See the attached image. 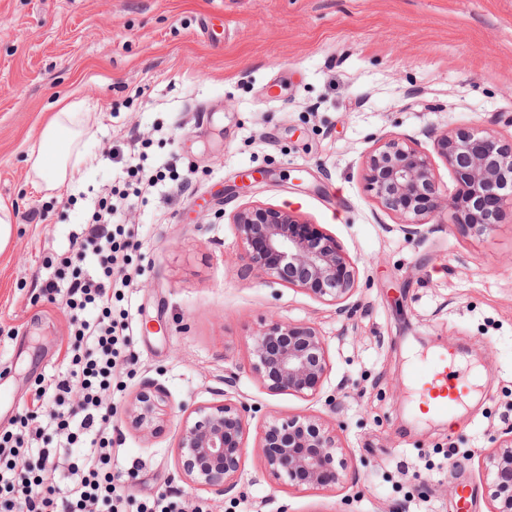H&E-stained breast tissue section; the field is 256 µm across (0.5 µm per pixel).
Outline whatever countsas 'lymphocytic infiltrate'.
<instances>
[{
	"mask_svg": "<svg viewBox=\"0 0 512 512\" xmlns=\"http://www.w3.org/2000/svg\"><path fill=\"white\" fill-rule=\"evenodd\" d=\"M127 198L100 200L78 252L43 288L68 318L69 341L62 372L38 379L30 406L0 432V512H126L112 472L110 395L130 361L128 313L113 309L139 247L130 225L114 221ZM88 259L90 275L81 269Z\"/></svg>",
	"mask_w": 512,
	"mask_h": 512,
	"instance_id": "obj_1",
	"label": "lymphocytic infiltrate"
}]
</instances>
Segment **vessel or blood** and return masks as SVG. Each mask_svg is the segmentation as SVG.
I'll return each instance as SVG.
<instances>
[{
  "instance_id": "1",
  "label": "vessel or blood",
  "mask_w": 512,
  "mask_h": 512,
  "mask_svg": "<svg viewBox=\"0 0 512 512\" xmlns=\"http://www.w3.org/2000/svg\"><path fill=\"white\" fill-rule=\"evenodd\" d=\"M413 377L421 405L427 413L439 417L452 416L471 388L468 381L457 376L452 354L444 351L436 353L428 363L418 365Z\"/></svg>"
}]
</instances>
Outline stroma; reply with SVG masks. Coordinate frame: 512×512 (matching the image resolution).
<instances>
[{
	"label": "stroma",
	"mask_w": 512,
	"mask_h": 512,
	"mask_svg": "<svg viewBox=\"0 0 512 512\" xmlns=\"http://www.w3.org/2000/svg\"><path fill=\"white\" fill-rule=\"evenodd\" d=\"M70 103L91 114L73 205L26 181L44 114ZM459 129L512 141V0H0V197L18 213L0 254V431L61 367L69 324L39 298L51 264L141 155L163 178L118 218L141 243L120 303L133 360L112 390L124 494L164 492L186 512H488L476 454L512 426V208L492 231L429 223L413 241L365 181L381 138L431 154L437 134ZM247 203L335 238L358 266L352 313L240 276L229 216ZM273 318L323 334L322 397L273 394L250 374V336ZM445 350L481 377L480 398L449 420L419 409L412 379ZM147 380L178 404L227 391L256 408L233 491L180 479L179 418L147 440L127 427L119 410ZM297 413L337 426L339 484L288 490L266 474L265 421Z\"/></svg>",
	"instance_id": "1"
}]
</instances>
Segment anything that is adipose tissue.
<instances>
[{
	"mask_svg": "<svg viewBox=\"0 0 512 512\" xmlns=\"http://www.w3.org/2000/svg\"><path fill=\"white\" fill-rule=\"evenodd\" d=\"M91 116L68 105L44 123L39 145L27 158L29 177L35 189L47 195L61 193L77 182L82 145L90 131Z\"/></svg>",
	"mask_w": 512,
	"mask_h": 512,
	"instance_id": "1",
	"label": "adipose tissue"
}]
</instances>
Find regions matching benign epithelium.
<instances>
[{"instance_id":"7a95c632","label":"benign epithelium","mask_w":512,"mask_h":512,"mask_svg":"<svg viewBox=\"0 0 512 512\" xmlns=\"http://www.w3.org/2000/svg\"><path fill=\"white\" fill-rule=\"evenodd\" d=\"M436 141L457 182L453 197L442 195L430 155L413 141L395 137L367 157L371 197L400 217L398 229L409 239L421 237L422 226L443 214L462 228L492 229L503 208L512 206V144L469 129L443 132ZM230 221L243 245L241 276L286 284L340 312L349 310L358 268L334 237L264 204L241 207ZM249 368L273 394L315 399L329 371L325 338L308 323L272 319L251 336ZM172 410L167 392L146 381L127 400L123 415L132 430L149 436ZM178 411L179 473L196 490L222 495L234 488L255 411L227 393L217 402L181 404ZM490 442L493 446L480 454L490 477L489 512H512V430ZM258 448L265 471L287 488H326L338 483L348 467L336 427L312 414L267 422Z\"/></svg>"}]
</instances>
